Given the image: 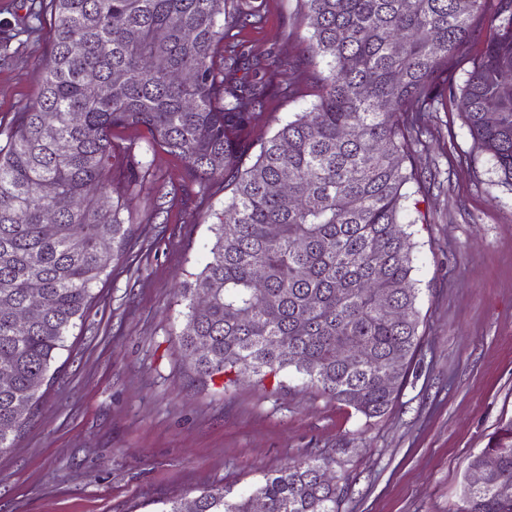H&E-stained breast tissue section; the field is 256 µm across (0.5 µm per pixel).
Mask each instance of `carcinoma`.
<instances>
[{
    "label": "carcinoma",
    "mask_w": 512,
    "mask_h": 512,
    "mask_svg": "<svg viewBox=\"0 0 512 512\" xmlns=\"http://www.w3.org/2000/svg\"><path fill=\"white\" fill-rule=\"evenodd\" d=\"M294 11L308 32V63L324 66L316 101L249 165L253 122L269 92L293 80L274 61L237 78L246 57L235 31L262 23L257 0H49L33 14L41 22L49 13L53 47L38 101L17 113L0 144V454L31 420L93 288L133 238L126 196L144 191L155 214L165 212L170 192L147 185L150 164L112 140L125 128H144L151 146L184 161V181L230 192L211 257L186 288L180 344L193 372L231 384L237 373L262 382L293 369L367 419L394 405L421 343L405 230L424 221L409 205L414 115L433 111L446 91L474 148L512 188V93L502 86L512 74V0H500L493 34L461 83L452 64L484 0H296ZM153 60L162 67L149 69ZM258 272L263 288L253 285ZM381 298L406 316H385ZM30 307L36 314L16 330L15 315ZM365 351L369 363L357 356ZM487 452L500 466L483 486L464 484L459 512H512V498L501 496L512 488V420L469 468ZM333 463L311 456L238 500L211 488L168 500L161 512H253L257 499L268 512H342L344 478L318 480Z\"/></svg>",
    "instance_id": "1"
}]
</instances>
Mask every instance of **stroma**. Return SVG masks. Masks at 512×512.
Listing matches in <instances>:
<instances>
[{"mask_svg":"<svg viewBox=\"0 0 512 512\" xmlns=\"http://www.w3.org/2000/svg\"><path fill=\"white\" fill-rule=\"evenodd\" d=\"M33 0H0V133L39 94L52 47ZM261 25L237 37L250 58L297 59L306 30L292 0H262ZM315 100L308 69L298 93H270L250 140L260 149ZM118 141L148 150L141 128ZM152 153V152H149ZM150 173L180 185L184 164L152 153ZM420 177L414 228L421 350L401 394L366 419L300 375L257 383L200 381L179 343L182 289L210 257L228 194L190 186L163 224L146 194L129 195L139 227L93 290L81 326L52 364L35 415L0 455V512H160L164 501L221 487L250 493L312 455L347 478L343 512H458L471 456L512 419V189L477 152L457 105L424 113L413 144Z\"/></svg>","mask_w":512,"mask_h":512,"instance_id":"35a3bbf8","label":"stroma"}]
</instances>
